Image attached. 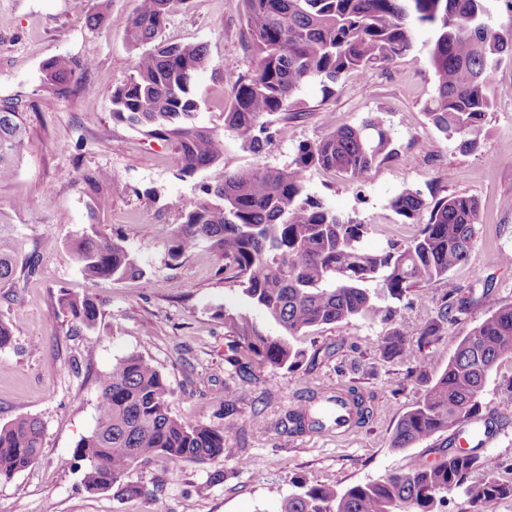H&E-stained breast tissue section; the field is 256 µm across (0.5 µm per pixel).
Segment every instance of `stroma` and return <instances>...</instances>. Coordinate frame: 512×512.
Wrapping results in <instances>:
<instances>
[{"mask_svg": "<svg viewBox=\"0 0 512 512\" xmlns=\"http://www.w3.org/2000/svg\"><path fill=\"white\" fill-rule=\"evenodd\" d=\"M99 0H0V101L18 100L29 138L16 175L0 181V211L9 215L26 251H40L41 271L21 288H0V319L13 326V342L0 349V425L33 415L45 425L40 458L12 479L0 480V512H279L296 482L345 489L406 472L429 461L427 444L395 448L391 440L401 417L419 399L423 383L408 364L382 360L377 346L394 321L421 326L436 316L443 284L426 298L408 295L393 319L325 326L297 337L308 359L296 372L264 367L256 380L242 381L227 363L232 342L217 307L258 320L265 333L280 328L265 320L238 287L226 284L222 262L199 247L171 265L158 224H177L198 194L192 180L176 176L177 158L164 141L113 123L110 95L132 71L124 22L137 0H109L104 25L85 24ZM170 42L206 43L209 64L194 86L206 126H222L235 80L250 76L254 52L248 42L241 0H180L162 32ZM428 29L416 32L413 52L376 66L364 80L339 82L335 93L320 83L296 95L303 118L272 117V143L263 160L284 168L299 144L327 134L326 115L337 126H356L375 115L390 128L397 157L374 168L364 186L332 171L308 173V191L327 207L369 225L368 249L406 242L417 232L389 206L411 187L424 196L467 193L480 203L477 233L467 261L451 277L473 304L449 324L448 333L420 355L427 378L447 367L457 343L490 312L512 304V265L496 259L512 254V55H504L490 96L479 148L461 152L428 120L424 107L435 92L427 60ZM71 54L93 63L89 92L55 96L42 88V63ZM112 174L103 192L106 210L90 207L78 171ZM95 225L102 237H122L144 268L143 277L87 283L65 247ZM54 237L58 247L43 243ZM96 298L103 315L96 329L72 332L57 304L60 289ZM140 354L165 376L171 413L213 427L233 424L222 458L196 463L158 461L132 470V482L161 484L152 499L118 500L111 493L80 488L73 452L95 426L101 390L98 376L117 358ZM425 377V378H426ZM512 358L486 381L483 401L506 417L505 428L485 445L499 459L498 477L512 480ZM353 386L370 406L368 422L344 435L288 434L279 422L309 392Z\"/></svg>", "mask_w": 512, "mask_h": 512, "instance_id": "obj_1", "label": "stroma"}]
</instances>
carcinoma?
Masks as SVG:
<instances>
[{
  "instance_id": "1",
  "label": "carcinoma",
  "mask_w": 512,
  "mask_h": 512,
  "mask_svg": "<svg viewBox=\"0 0 512 512\" xmlns=\"http://www.w3.org/2000/svg\"><path fill=\"white\" fill-rule=\"evenodd\" d=\"M179 2L139 0L127 20L125 40L135 63L112 89V121L170 144L180 179L208 173L181 223L159 224L156 232L172 261L207 245L224 261V282L239 287L251 306L282 329L281 335L270 336L249 316L217 309L215 318L233 337L227 362L244 381L253 379L255 363L294 372L305 358L294 337L321 326L384 319L395 313L389 301L411 293L421 297L431 285L445 283L448 289L435 318L422 327L401 321L378 346L384 360L414 362L417 351L444 336L448 323L469 310L470 301L459 296L450 272L468 258L478 200L453 194L429 201L407 187L389 205L408 223L420 225L418 233L404 244L368 250L363 245L368 225L309 194L307 174L323 169L364 183L377 164L397 155L389 127L370 116L359 126L338 128L329 115V132L300 145L288 167L279 169L260 161L272 138L269 117L301 118L292 99L303 84L318 80L332 93L342 78L361 80L373 66L409 55L415 29L426 27L432 32L428 62L436 78L427 118L461 151L472 152L492 108L489 88L502 56L512 53V38L493 28L487 0H242L255 74L234 85L219 130L195 122L199 103L193 81L207 67V46L161 37L167 15ZM91 67L89 60L53 56L41 66L43 89L54 95L87 92ZM226 131L252 152L253 162L224 169ZM25 136L19 104L0 102V181L16 173ZM76 180L90 190L94 208L109 206L102 186L112 181L111 172H85ZM425 212L429 216L423 222ZM9 223L10 217L0 212V286L17 288L37 275L41 255H24L19 238L6 229ZM66 248L90 284L144 275L124 239H103L93 224L67 241ZM58 304L74 328L98 326L101 308L91 296L62 290ZM504 357H512V304L498 307L462 337L437 378L426 379L420 367H413L424 389L400 419L392 447L429 441L433 461L344 490L301 482L280 512H438L454 490L463 492L466 512H483L489 500L512 497V480L501 481L496 461L482 450L503 426L482 395ZM99 386L96 425L74 450L86 492L151 498L161 486L127 481L131 470L158 460L205 463L224 456L226 429L174 417L171 389L144 356L116 360L99 376ZM342 394L355 412V425L366 424L370 411L364 396L352 386ZM317 398L312 395L285 416L281 425L286 432L317 429L311 409ZM44 433L35 416L0 426V480L39 458ZM437 435L446 439L437 443ZM476 472L482 473L479 481L471 480Z\"/></svg>"
}]
</instances>
